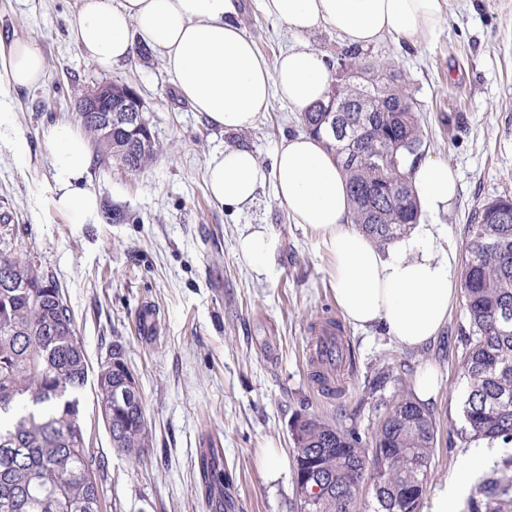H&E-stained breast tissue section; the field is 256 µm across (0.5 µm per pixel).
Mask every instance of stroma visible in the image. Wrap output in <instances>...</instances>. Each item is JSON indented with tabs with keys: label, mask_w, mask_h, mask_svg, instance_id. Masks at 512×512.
<instances>
[{
	"label": "stroma",
	"mask_w": 512,
	"mask_h": 512,
	"mask_svg": "<svg viewBox=\"0 0 512 512\" xmlns=\"http://www.w3.org/2000/svg\"><path fill=\"white\" fill-rule=\"evenodd\" d=\"M78 0H0V31L31 37L45 56L39 87L13 94L26 159L0 142V213L18 224L27 256L53 275L72 311L90 368L121 347L144 398L149 448L134 460L118 452L97 407L95 380L80 395L91 449L105 461L98 476L102 512H207L197 457L204 438L224 450L227 493L235 512H297L290 426L296 415H341L368 435L399 387L415 386L433 369L438 390L429 410L437 427L431 479L420 505L455 482L469 443L457 433L463 389L459 367L469 332L456 302L435 342L406 348L380 329L344 322L332 289V261L319 235L292 223L264 182L255 204L224 210L207 190L209 157L227 147L253 151L271 170L282 139L301 134L296 110L272 101L253 127L211 128L179 97L162 58L135 55L103 70L72 34ZM240 25L268 61L305 44L335 60L343 39L330 27L299 38L266 15L260 0H240ZM373 57L399 66L422 106L426 156L457 174L448 213L421 214L464 256L472 215L512 194V0H450L431 40L410 47L391 39ZM129 83L161 142L136 173L115 163L92 165L88 184L98 218L75 224L53 190L51 157L42 133L56 122L77 125V100L99 82ZM264 225L281 246L268 271H256L237 250L250 225ZM152 312L155 335L138 320ZM326 318L341 323L348 357L337 369L338 391L322 393L310 376L309 348ZM491 457L470 474L456 512H474L512 447L492 444ZM283 468L266 477L269 453Z\"/></svg>",
	"instance_id": "obj_1"
}]
</instances>
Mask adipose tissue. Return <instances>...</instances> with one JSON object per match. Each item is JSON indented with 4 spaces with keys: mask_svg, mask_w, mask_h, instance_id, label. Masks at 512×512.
<instances>
[{
    "mask_svg": "<svg viewBox=\"0 0 512 512\" xmlns=\"http://www.w3.org/2000/svg\"><path fill=\"white\" fill-rule=\"evenodd\" d=\"M269 16L303 36L332 27L361 46L385 38L427 42L446 19V0H262ZM239 0H78L75 34L86 55L104 68L117 66L145 47L161 55L180 96L214 128H249L271 99L302 111L321 100L332 81L325 57L293 47L275 63L255 49L236 21ZM44 78L39 46L21 35H0V129H11V92L38 86ZM51 155L54 190L73 223L96 219V194L87 184L89 142L65 124L44 132ZM294 223L315 230L334 263L336 304L359 328L378 327L399 345L418 348L433 341L459 297L456 252L444 247L432 225L393 249H379L350 231L345 182L322 142L307 134L283 140L271 173H264L245 148H227L206 164L214 201L232 211L249 208L266 177ZM412 186L422 211L439 215L456 195L453 171L442 161H417ZM279 240L265 226L240 237V254L266 270Z\"/></svg>",
    "mask_w": 512,
    "mask_h": 512,
    "instance_id": "1",
    "label": "adipose tissue"
}]
</instances>
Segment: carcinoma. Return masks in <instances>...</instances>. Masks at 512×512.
<instances>
[{
  "label": "carcinoma",
  "mask_w": 512,
  "mask_h": 512,
  "mask_svg": "<svg viewBox=\"0 0 512 512\" xmlns=\"http://www.w3.org/2000/svg\"><path fill=\"white\" fill-rule=\"evenodd\" d=\"M336 69L359 74L334 94L299 113L301 128L323 139L345 177L352 223L380 245L404 236L420 218L410 169L427 142L419 104L393 62L372 60L358 46L344 48ZM356 132L335 137L331 123ZM101 163L111 160L129 172L149 165L159 148L148 122L131 133L112 122V140L98 125L81 121ZM462 293L472 339L460 367L467 388L459 433L467 442L512 445V197L484 203L467 229ZM10 268L27 288L0 281V512H100L97 474L105 463L91 451L81 415L80 394L89 364L70 307L54 278L25 254L18 225L0 218V270ZM100 363L97 378L109 385L126 379V358L115 346ZM336 367L312 369L321 389ZM98 417L112 447L139 459L149 447L141 390L125 402L112 390L97 396ZM300 512H357L359 488L369 477L372 512H417L431 477L437 442L435 422L410 392L385 405L370 441L331 419L299 416L292 425ZM200 488L210 512H231L224 493V454L202 448ZM485 512H512V476L503 471Z\"/></svg>",
  "instance_id": "carcinoma-1"
}]
</instances>
